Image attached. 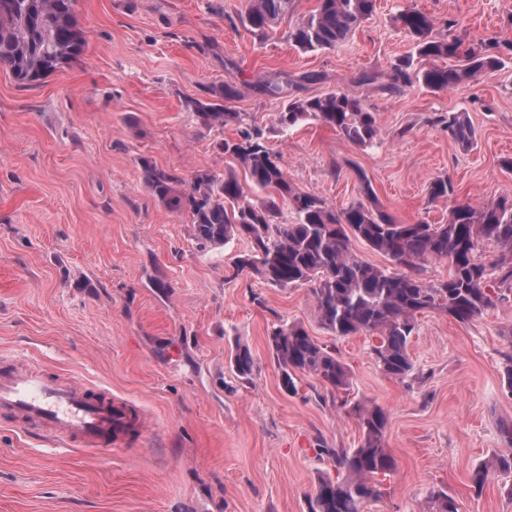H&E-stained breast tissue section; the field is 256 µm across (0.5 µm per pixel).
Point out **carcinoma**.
Wrapping results in <instances>:
<instances>
[{
  "label": "carcinoma",
  "mask_w": 512,
  "mask_h": 512,
  "mask_svg": "<svg viewBox=\"0 0 512 512\" xmlns=\"http://www.w3.org/2000/svg\"><path fill=\"white\" fill-rule=\"evenodd\" d=\"M294 0H248L243 18L251 31L266 35L292 9ZM77 0H0V64L7 66L20 85H37L78 59L86 38L80 27ZM375 0H318L316 10L288 31V41L304 53L333 49L371 16ZM397 22L414 45V54L392 66L390 91L421 85L431 91L450 90L461 83L501 70L512 60V40L489 37L479 47L462 39L434 33V18L415 7L400 11ZM235 86L224 83L204 100L192 98L186 111L206 128L243 122L242 114L224 106L235 97ZM306 121L331 127L358 145L372 144L378 135L376 114L360 100L331 92L296 99L278 113L285 128ZM464 150L476 143L466 113L450 112L436 118ZM218 148L241 164L245 181L236 174L198 172L187 179L181 173L143 162V179L166 207L190 214L200 251L211 252L235 237L250 241L248 253L238 258L237 269L247 270L280 288L309 286L320 324L342 338L362 333L378 335L371 351L381 371L403 380L413 374L408 347L417 331V316L427 311L446 314L467 324L494 307L500 294L489 285L512 286V195L500 196L480 207L459 204L448 211V223L400 224L375 203V191L360 176L365 201L337 213L321 197L295 191L278 156L259 128H243L235 140ZM267 193L253 202L246 187ZM432 201L448 199L454 186L446 177L428 187ZM293 214L287 218L282 210ZM388 257L395 269H382L359 258L352 239ZM486 243L500 254L491 264L478 260ZM448 261V278L435 286L419 277V262ZM269 341L283 369V385L297 389L295 377L308 375L331 391L352 385L349 366L336 348L321 344L298 323L273 327ZM234 372L252 374L250 349L237 344L231 355ZM357 420L361 443L356 448L331 449L337 475L318 479L311 512H365L383 496L382 478L395 466L387 448V413L378 405L357 400L343 402ZM507 450L490 463L475 466L470 483L481 494L490 472L512 476V424L501 428ZM434 512H458L456 501L441 490L433 494Z\"/></svg>",
  "instance_id": "obj_1"
}]
</instances>
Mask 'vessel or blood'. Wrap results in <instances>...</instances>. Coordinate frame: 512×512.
<instances>
[{
  "label": "vessel or blood",
  "instance_id": "1",
  "mask_svg": "<svg viewBox=\"0 0 512 512\" xmlns=\"http://www.w3.org/2000/svg\"><path fill=\"white\" fill-rule=\"evenodd\" d=\"M0 413L63 451L99 452L140 429L128 407L69 376L10 359L0 371Z\"/></svg>",
  "mask_w": 512,
  "mask_h": 512
}]
</instances>
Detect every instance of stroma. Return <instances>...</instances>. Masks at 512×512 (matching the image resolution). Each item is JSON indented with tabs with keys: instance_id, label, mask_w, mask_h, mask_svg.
Instances as JSON below:
<instances>
[{
	"instance_id": "1",
	"label": "stroma",
	"mask_w": 512,
	"mask_h": 512,
	"mask_svg": "<svg viewBox=\"0 0 512 512\" xmlns=\"http://www.w3.org/2000/svg\"><path fill=\"white\" fill-rule=\"evenodd\" d=\"M248 0H78L82 56L33 87L0 64V353L111 391L142 427L111 450L58 453L0 415V512H310L330 448L361 441L355 418L315 378L282 386L268 334L301 323L352 371L350 399L387 413L395 469L368 512H427L438 490L459 512H512L507 478L475 494L473 467L499 451L512 421L502 384L512 353V291L461 324L418 317L409 346L414 377L384 375L376 337L332 336L307 287L280 288L237 271L250 243L196 245L190 216L169 210L143 182L142 160L184 175L239 169L219 150L240 128L208 129L184 108L224 83L245 123L264 132L293 186L342 211L367 176L395 220L443 224L450 205L512 193V63L448 91L387 89L391 66L412 51L396 25L412 5L440 34L469 44L512 40V0H376L340 46L302 53L288 30L317 5L294 0L268 37L245 28ZM279 84L272 97L260 83ZM342 92L375 112L369 147L317 121L281 127L289 98ZM466 112L477 145L464 151L436 123ZM456 193L433 201L429 182ZM246 344L253 373L230 363Z\"/></svg>"
}]
</instances>
